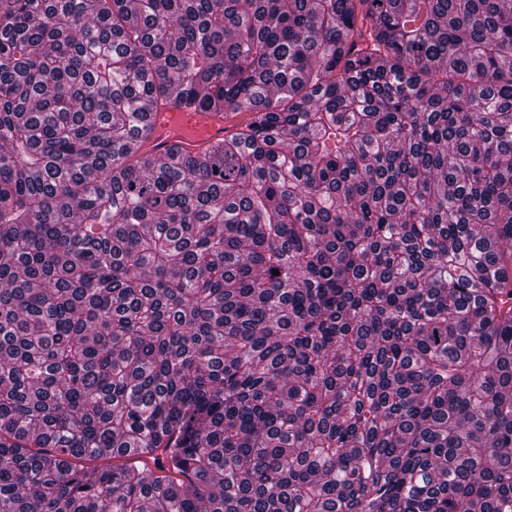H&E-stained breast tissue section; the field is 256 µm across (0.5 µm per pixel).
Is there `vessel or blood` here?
I'll return each instance as SVG.
<instances>
[{"mask_svg":"<svg viewBox=\"0 0 512 512\" xmlns=\"http://www.w3.org/2000/svg\"><path fill=\"white\" fill-rule=\"evenodd\" d=\"M243 118V113L227 110L215 112L178 104L155 107L149 114L151 132L143 141V149L161 155L170 145L177 144L186 153L197 154L223 141Z\"/></svg>","mask_w":512,"mask_h":512,"instance_id":"b4317fda","label":"vessel or blood"}]
</instances>
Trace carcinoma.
I'll return each instance as SVG.
<instances>
[{
    "label": "carcinoma",
    "instance_id": "obj_1",
    "mask_svg": "<svg viewBox=\"0 0 512 512\" xmlns=\"http://www.w3.org/2000/svg\"><path fill=\"white\" fill-rule=\"evenodd\" d=\"M0 512H512V0H0ZM151 132L143 140V150L163 155L172 144L189 154L224 140L242 123L246 114L231 111L192 109L173 103L165 107L148 104ZM247 117V116H246Z\"/></svg>",
    "mask_w": 512,
    "mask_h": 512
}]
</instances>
